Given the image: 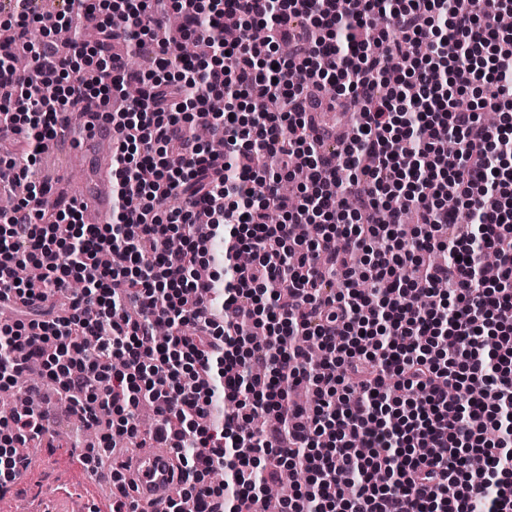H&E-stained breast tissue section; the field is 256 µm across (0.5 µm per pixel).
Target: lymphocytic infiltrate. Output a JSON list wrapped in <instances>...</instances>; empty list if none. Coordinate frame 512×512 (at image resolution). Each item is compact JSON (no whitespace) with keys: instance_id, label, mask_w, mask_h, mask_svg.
Wrapping results in <instances>:
<instances>
[{"instance_id":"obj_1","label":"lymphocytic infiltrate","mask_w":512,"mask_h":512,"mask_svg":"<svg viewBox=\"0 0 512 512\" xmlns=\"http://www.w3.org/2000/svg\"><path fill=\"white\" fill-rule=\"evenodd\" d=\"M339 1L120 0L122 29L103 0L7 11L0 24L19 41L49 18L100 38L83 64L45 36L24 71L0 45V126L45 150L76 106H107L133 82L143 92L107 114L112 185L139 200L117 223H85L77 200L52 199L36 156L0 157V197L15 201L0 212V309L15 314L0 326V387L40 363L100 431L81 455L91 471L122 438L173 448L184 475L167 512H253L284 468L308 480L278 512H512V30L498 24L512 0ZM384 12L389 25L367 38ZM229 19L264 24L266 48L245 34L223 43ZM183 35L211 58L181 57ZM118 40L155 43L153 69L131 70ZM466 92L471 106L457 107ZM226 95L268 109L245 122L206 111ZM351 99L362 109L345 146L325 152L314 114ZM200 124L223 155L194 138ZM261 156L276 170L260 173ZM300 164L307 181L282 194ZM258 176V204L239 208ZM173 195L182 206L168 207ZM203 224L223 228L222 256L202 246ZM299 224L314 225L310 240ZM175 235L185 250L169 248ZM243 249L255 256L244 268ZM439 249L453 260L424 262ZM486 251L499 259L492 280L479 275ZM26 262L40 281H16ZM361 278L369 288H352ZM143 404L157 415L145 435ZM260 412L277 422L254 427ZM45 430L39 410L0 422L1 487ZM217 470L223 483H207Z\"/></svg>"}]
</instances>
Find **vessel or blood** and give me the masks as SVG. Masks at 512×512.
Listing matches in <instances>:
<instances>
[{
    "instance_id": "b4317fda",
    "label": "vessel or blood",
    "mask_w": 512,
    "mask_h": 512,
    "mask_svg": "<svg viewBox=\"0 0 512 512\" xmlns=\"http://www.w3.org/2000/svg\"><path fill=\"white\" fill-rule=\"evenodd\" d=\"M62 145L79 155L98 174L80 204L86 222L103 223L112 211V148L114 132L101 112H87L81 117L75 133L65 134ZM173 454L167 448H149L127 456V479L133 480V496L145 512H152L155 504L168 502L178 475L173 474ZM49 512H103V503H92L74 486L59 489L48 504Z\"/></svg>"
}]
</instances>
